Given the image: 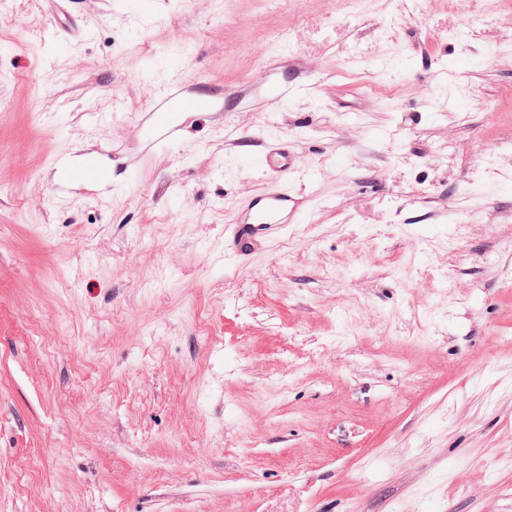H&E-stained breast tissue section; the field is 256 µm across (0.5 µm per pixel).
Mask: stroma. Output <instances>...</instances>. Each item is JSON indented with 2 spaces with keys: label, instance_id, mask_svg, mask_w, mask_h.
Wrapping results in <instances>:
<instances>
[{
  "label": "stroma",
  "instance_id": "1",
  "mask_svg": "<svg viewBox=\"0 0 512 512\" xmlns=\"http://www.w3.org/2000/svg\"><path fill=\"white\" fill-rule=\"evenodd\" d=\"M76 12L0 0V512H512V0ZM264 134L312 206L238 264ZM211 105L200 95H189L180 82L169 84L158 93V101L142 123L148 130L149 136L146 147L150 151L159 144L167 145L178 135L179 128L175 125V112H205ZM103 152L83 153L74 161L67 153H59L52 160L58 174L57 191H65L75 185L104 187L112 185V172L102 159Z\"/></svg>",
  "mask_w": 512,
  "mask_h": 512
}]
</instances>
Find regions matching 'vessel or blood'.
<instances>
[{
  "label": "vessel or blood",
  "instance_id": "1",
  "mask_svg": "<svg viewBox=\"0 0 512 512\" xmlns=\"http://www.w3.org/2000/svg\"><path fill=\"white\" fill-rule=\"evenodd\" d=\"M208 109V103L200 96L188 94L182 83L169 84L159 92L155 107L143 121L149 132L147 149L176 138L179 128L174 123V113ZM259 162L266 175V188L237 205L231 223L224 230L225 257L251 253L265 240L279 234L285 225L300 223L309 212V197L288 184V176L295 171L296 164L287 146L280 140L266 139ZM52 166L58 175L55 188L59 191L75 185L104 187L112 183V172L98 152L83 153L76 160L60 153L53 158Z\"/></svg>",
  "mask_w": 512,
  "mask_h": 512
}]
</instances>
